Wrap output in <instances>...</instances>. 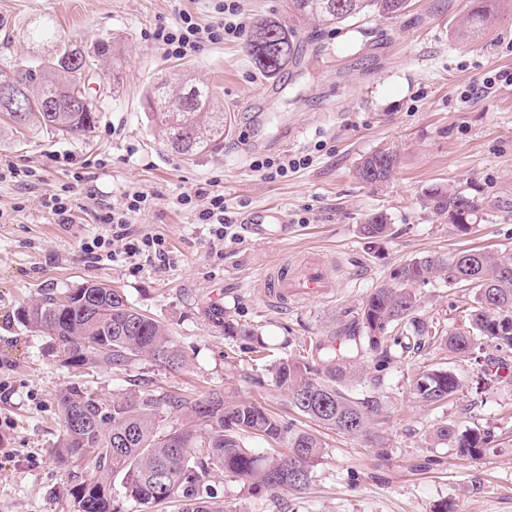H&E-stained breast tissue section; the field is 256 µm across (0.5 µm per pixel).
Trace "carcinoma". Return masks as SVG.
Listing matches in <instances>:
<instances>
[{"instance_id": "carcinoma-1", "label": "carcinoma", "mask_w": 512, "mask_h": 512, "mask_svg": "<svg viewBox=\"0 0 512 512\" xmlns=\"http://www.w3.org/2000/svg\"><path fill=\"white\" fill-rule=\"evenodd\" d=\"M500 0H472L462 39L492 26ZM408 0H288V10L301 19L325 26L355 18L393 19L405 12ZM298 30L261 17L250 30L248 53L256 69L276 77L300 57ZM111 55V45L100 40L93 52L63 42L48 59L0 57V86H9L21 106L0 102L20 127L79 134L96 123V102L88 93L95 62ZM155 128L164 145L189 159L224 150V111L212 103L210 87L189 75L176 74L145 92ZM395 157L377 151L365 157L358 177L366 183L387 181ZM426 208L440 217L466 207H477L474 197L451 187L432 189ZM387 218L371 215L360 225L362 238L388 236ZM454 273L448 259L427 256L412 259L390 279L373 288L361 307V325L377 368L419 354L425 344L438 345L456 360L470 358L481 340L498 351H512V330L503 321L512 318V252L468 249L458 253ZM439 281L473 294L465 327L447 330L421 314L420 288ZM203 316L216 331L237 336L243 349L266 348L249 327L237 323L220 304H210ZM17 321L47 335L60 349L64 364L120 368L147 355L157 364L179 369L186 364L170 329L142 313L118 289L87 282L61 291L47 289L18 307ZM351 346L325 347L320 365L303 357H283L271 365L275 386L297 414L319 425L379 440L374 424L383 409L379 379L371 394L353 398L346 381L356 375ZM483 373L512 379V362L504 357L484 360ZM461 389L448 369H431L413 380L411 393L427 405L440 404ZM62 435L51 452L63 469L85 460L90 475L68 489L75 512H123L134 502L151 512L173 503L179 512H224V500L211 483L227 475L251 490H302L312 479L311 467L324 455L325 442L317 431L287 430L262 403L237 392H212L188 401L183 397L143 389L111 401L94 397L87 387L69 382L56 394ZM165 407L181 412L180 423L160 429ZM259 438L288 448L284 456H268L246 447L244 439ZM433 439L451 443L462 456L477 459L491 447L494 433L486 429L458 431L441 423ZM120 483L122 496L113 494Z\"/></svg>"}]
</instances>
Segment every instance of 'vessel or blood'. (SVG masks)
Segmentation results:
<instances>
[{"instance_id": "vessel-or-blood-1", "label": "vessel or blood", "mask_w": 512, "mask_h": 512, "mask_svg": "<svg viewBox=\"0 0 512 512\" xmlns=\"http://www.w3.org/2000/svg\"><path fill=\"white\" fill-rule=\"evenodd\" d=\"M243 224L247 233L258 239L282 237L288 233L284 212L269 207L249 215ZM267 298L276 305L291 298H312L331 293L335 281L324 261L317 260L302 268L272 270L262 278Z\"/></svg>"}]
</instances>
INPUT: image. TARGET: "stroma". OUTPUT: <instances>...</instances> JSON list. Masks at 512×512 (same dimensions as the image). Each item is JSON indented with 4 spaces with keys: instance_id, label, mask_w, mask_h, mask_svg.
<instances>
[{
    "instance_id": "obj_1",
    "label": "stroma",
    "mask_w": 512,
    "mask_h": 512,
    "mask_svg": "<svg viewBox=\"0 0 512 512\" xmlns=\"http://www.w3.org/2000/svg\"><path fill=\"white\" fill-rule=\"evenodd\" d=\"M217 0H0V55L45 58L58 41L92 46L106 38L112 56L100 62L97 122L80 135L21 128L0 113V160L35 168L42 183L0 181V512H74L62 493L66 472L51 453L61 434L55 396L74 381L98 395L143 388L195 399L231 389L263 403L284 426L309 428L277 391L269 362L243 350L239 338L209 328L203 307L223 304L240 324L254 327L275 356L302 354L317 362L318 345L354 328L366 295L406 260L452 257L464 249L512 251V87L491 94L477 87L489 70L512 71V0L496 24L469 40L456 31L470 0H409L393 19L358 18L338 27L301 23V58L275 80L254 67L245 40L207 45L176 58L150 39L160 25L187 12L215 19ZM53 19L56 36L32 42L28 33ZM209 82L226 118L224 151L188 160L167 149L144 108V92L176 73ZM474 89L471 101L462 91ZM395 154L392 177L362 182L356 170L376 151ZM310 155L308 168L270 180L251 168L253 155ZM81 174L73 223L57 224L42 209L45 190ZM454 186L477 199L479 215L463 232L425 209L427 192ZM224 194L235 233L210 246L189 208L172 200L197 188ZM152 204L136 229L161 235L169 262L141 257L98 263L83 242L107 234L103 205L128 193ZM280 207L290 229L283 239L245 232L243 219L260 207ZM381 213L389 236L373 246L359 234ZM319 257L336 287L320 298L279 309L263 293L261 276L279 263ZM99 281L124 292L146 315L165 322L187 360L171 371L149 358L119 369L65 367L49 337L20 325V303L46 288ZM423 313L454 329L471 294L423 286ZM445 358L436 347L376 370L373 353L356 358L361 372L348 384L363 397L379 379L384 408L370 447L362 438L322 430L325 455L303 491H251L227 476L214 479L230 512H512V382L478 387V359ZM453 370L461 390L441 406L410 392L423 371ZM488 429L497 440L478 460L431 440L440 422Z\"/></svg>"
}]
</instances>
